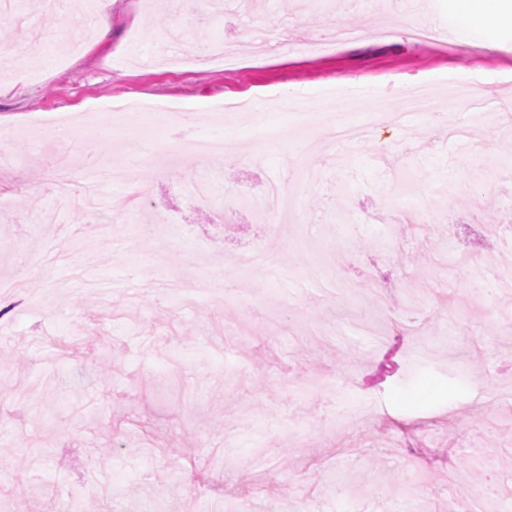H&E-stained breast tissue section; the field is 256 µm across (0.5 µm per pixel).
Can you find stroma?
Segmentation results:
<instances>
[{
  "label": "stroma",
  "instance_id": "1",
  "mask_svg": "<svg viewBox=\"0 0 512 512\" xmlns=\"http://www.w3.org/2000/svg\"><path fill=\"white\" fill-rule=\"evenodd\" d=\"M17 15L57 63L36 82L29 53L0 65V152L15 160L0 168V512H69L76 497L101 512H448L459 486L490 480L500 493L475 512H512V401L494 399L512 383V127L494 111L469 125L465 107L470 81L512 101V26L463 53L405 33L447 25L446 0H114L109 33L76 52L90 2L5 0L0 41L23 37ZM338 24L366 34L326 47ZM214 43L242 64L171 63ZM336 84L363 86L358 118L369 98L398 112L415 85L461 105L337 155L328 126L279 102ZM126 100L202 119L149 135L165 162L134 172L146 198L116 184L95 211L60 205L32 156L40 127ZM144 136L78 138L73 183ZM192 136L221 152L187 156ZM297 154L322 185L269 229L237 202L267 200L275 178L297 190L281 164ZM199 178L217 204L189 192ZM189 268L236 290L182 304L168 284ZM376 274L396 285L390 307L364 302Z\"/></svg>",
  "mask_w": 512,
  "mask_h": 512
}]
</instances>
